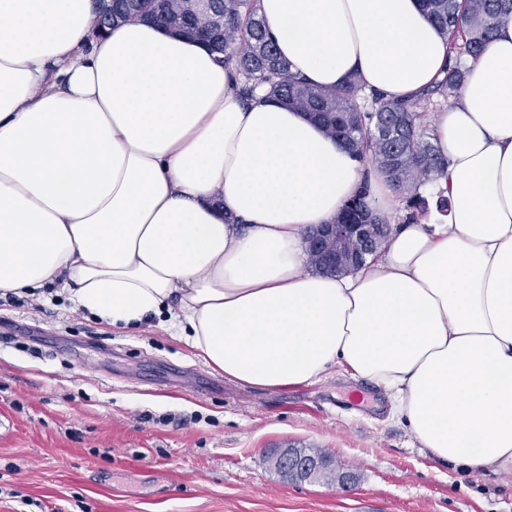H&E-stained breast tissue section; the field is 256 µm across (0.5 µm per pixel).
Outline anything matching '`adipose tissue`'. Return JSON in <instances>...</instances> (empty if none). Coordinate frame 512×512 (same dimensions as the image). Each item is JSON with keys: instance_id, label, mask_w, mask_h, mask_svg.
I'll list each match as a JSON object with an SVG mask.
<instances>
[{"instance_id": "1", "label": "adipose tissue", "mask_w": 512, "mask_h": 512, "mask_svg": "<svg viewBox=\"0 0 512 512\" xmlns=\"http://www.w3.org/2000/svg\"><path fill=\"white\" fill-rule=\"evenodd\" d=\"M93 0H0V297L50 283L107 325L168 316L226 379L261 390L344 367L421 447L512 469V18L434 115L447 214L399 224L343 276L304 241L385 174L304 113L244 102L202 43ZM291 72L404 99L448 42L420 0H260Z\"/></svg>"}]
</instances>
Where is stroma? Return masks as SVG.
I'll return each instance as SVG.
<instances>
[{
  "label": "stroma",
  "mask_w": 512,
  "mask_h": 512,
  "mask_svg": "<svg viewBox=\"0 0 512 512\" xmlns=\"http://www.w3.org/2000/svg\"><path fill=\"white\" fill-rule=\"evenodd\" d=\"M37 303H0V512H512V472L441 462L350 372L260 391L157 319L115 328L53 288ZM282 448L354 481L286 480Z\"/></svg>",
  "instance_id": "stroma-1"
}]
</instances>
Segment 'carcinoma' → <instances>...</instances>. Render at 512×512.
<instances>
[{
    "mask_svg": "<svg viewBox=\"0 0 512 512\" xmlns=\"http://www.w3.org/2000/svg\"><path fill=\"white\" fill-rule=\"evenodd\" d=\"M424 10L448 39L449 61L435 85L406 100L365 94L357 76L336 88H323L293 74L279 54L257 0H112V22L130 15L160 23L188 37L205 33L210 51L233 68L241 92L248 98L258 88L285 106L304 112L325 133L342 140L360 162H372L386 174L396 193L406 199L409 222L426 210L420 185L446 166L429 140L423 108L441 97H456L465 78L464 61L477 58L492 41L504 19L512 15V0H422ZM336 224H370L372 238L342 240L330 245L336 265L314 271L345 274L374 253L392 231L388 218L368 201L363 183L334 220Z\"/></svg>",
    "mask_w": 512,
    "mask_h": 512,
    "instance_id": "cac0c4a2",
    "label": "carcinoma"
}]
</instances>
